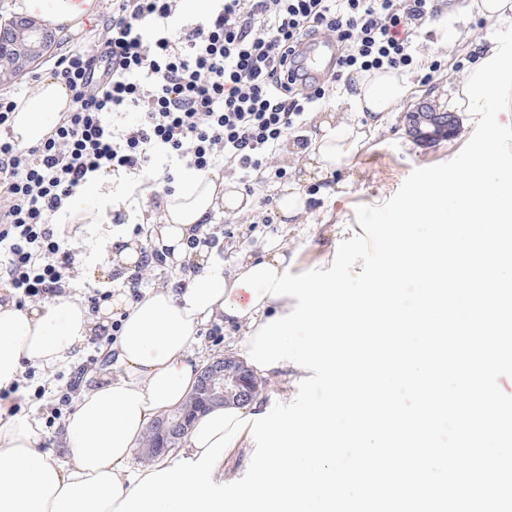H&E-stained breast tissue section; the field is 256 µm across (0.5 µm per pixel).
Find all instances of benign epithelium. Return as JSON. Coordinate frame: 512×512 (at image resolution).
<instances>
[{"instance_id": "7a95c632", "label": "benign epithelium", "mask_w": 512, "mask_h": 512, "mask_svg": "<svg viewBox=\"0 0 512 512\" xmlns=\"http://www.w3.org/2000/svg\"><path fill=\"white\" fill-rule=\"evenodd\" d=\"M54 41L53 32L28 17L16 16L1 24L0 73L13 76L26 73L50 50ZM438 116L437 112L406 113L408 132L418 140L452 137L457 116L448 113L446 124L437 120ZM258 391L259 382L244 362L231 355L210 359L201 367L197 385L189 394L191 406H180L157 416L152 423L157 444L142 449V454L156 458L168 453L188 433L197 413L227 402L248 404Z\"/></svg>"}]
</instances>
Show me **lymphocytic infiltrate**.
<instances>
[{"label":"lymphocytic infiltrate","mask_w":512,"mask_h":512,"mask_svg":"<svg viewBox=\"0 0 512 512\" xmlns=\"http://www.w3.org/2000/svg\"><path fill=\"white\" fill-rule=\"evenodd\" d=\"M180 0H115L104 42L60 57L72 108L38 145L0 138V284L16 306L66 295L74 252L52 219L107 173L156 177L154 157L206 172L260 170L330 83L412 68L411 35L434 0H214L181 23ZM326 35L342 51L329 82L299 75L298 49ZM139 112L121 127L111 116Z\"/></svg>","instance_id":"obj_1"}]
</instances>
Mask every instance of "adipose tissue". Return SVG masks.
I'll use <instances>...</instances> for the list:
<instances>
[{
  "mask_svg": "<svg viewBox=\"0 0 512 512\" xmlns=\"http://www.w3.org/2000/svg\"><path fill=\"white\" fill-rule=\"evenodd\" d=\"M97 0H18L19 13L41 19L50 26H77L94 14ZM506 67L497 48L485 50L460 88L459 107L469 111L489 109L502 86ZM409 86L399 71L380 69L357 79L348 98L355 111L379 117L396 111L406 100ZM72 106L71 92L60 79L43 77L17 101L11 119L15 143L39 144L52 123ZM321 134L309 145L289 143L288 155L301 168L302 180L317 181L345 166L358 152L367 134L362 126L327 116L319 123ZM251 200L234 183L215 173L183 172L171 193L164 196L161 218L151 236L167 262L197 266L195 275L180 286L147 292L141 301L127 304L124 295L102 303L90 315L79 300L63 296L23 309L0 304V389L11 387L24 366L46 369L63 360L67 351L107 325L113 309L126 312L114 342L121 375L105 385L82 393L63 421V443L69 465L58 463L53 451L39 446L42 428L37 420L9 414L0 408V512H51L65 484L102 471L115 473L123 490H131L143 471L130 470L131 451L152 419L181 405L195 385L199 362L191 350L199 327L209 321L236 326L254 334L270 318L287 314V298L263 297L244 316L222 310L223 302L244 304V289L235 281L251 267L265 262L277 269L288 264V249L270 241L261 256L242 255L225 268L209 247L188 249L195 225L211 223L215 213L244 212ZM257 404L226 405L195 420L182 440L181 456L198 458L216 438L228 433L235 421L256 413Z\"/></svg>",
  "mask_w": 512,
  "mask_h": 512,
  "instance_id": "obj_1",
  "label": "adipose tissue"
}]
</instances>
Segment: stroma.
I'll list each match as a JSON object with an SVG mask.
<instances>
[{
  "instance_id": "obj_1",
  "label": "stroma",
  "mask_w": 512,
  "mask_h": 512,
  "mask_svg": "<svg viewBox=\"0 0 512 512\" xmlns=\"http://www.w3.org/2000/svg\"><path fill=\"white\" fill-rule=\"evenodd\" d=\"M469 2L436 0L438 15L414 38L413 46L425 57L427 64L438 61V68L432 71L426 64L418 72L406 73L411 92L401 112L389 113L384 122V131L368 139L366 146L348 165L322 182L306 185L309 201L300 223L282 227L280 217H267L265 210L258 207L240 215L219 213L213 216V232H222L229 226L236 234L235 240L224 241L218 250V256L225 266H233L241 249L247 248L257 253L267 239L279 237L289 252L296 255L292 274L330 268L340 242L363 232L355 218L356 206L377 205L386 201L396 193L414 168L447 162L460 151L475 129L470 113H459L454 137L428 144L416 142L408 136L401 114L421 105L439 112L449 111L452 92L464 83L474 58L482 54L484 47L492 41L501 46L512 44V13L500 20L484 22L476 10L470 9ZM97 4L96 14L82 21L77 28L56 29L57 44L50 56L29 73L0 84V96L21 97L44 75L53 73L55 63L62 55L101 44L105 38L103 22L112 14V0H97ZM446 32L455 37L454 46L449 51L440 45ZM347 91L346 85H334L326 102L309 112L305 124L290 131V139L302 144L308 142L311 134L316 132L320 118L331 113L349 116L354 123L367 124L368 113L350 112L344 100ZM164 191V186L152 189L143 186L136 176L126 174L94 180L81 190L82 211L69 209L59 218L60 223L76 227L67 239L69 246L77 253L79 265L75 272L78 283L76 297H83L89 286L101 292L111 291V284L98 276L106 264L103 241L111 220L119 219L130 232L136 226L155 220L159 211L152 204V196ZM242 235L247 238L243 244L238 241ZM93 352L94 346L90 343L73 352L62 366L61 376L49 378L40 371L35 374L34 385L44 386L46 394L43 399H31L23 405L21 412L43 421L47 443L53 449L61 447V426L47 423L51 407L60 406L62 414L66 415L71 411V403L78 400L77 395L67 394L64 374L78 366H85L81 388L87 391L103 383L106 375L118 371L115 357L96 361L92 358ZM64 394L70 400L66 406L59 403Z\"/></svg>"
}]
</instances>
